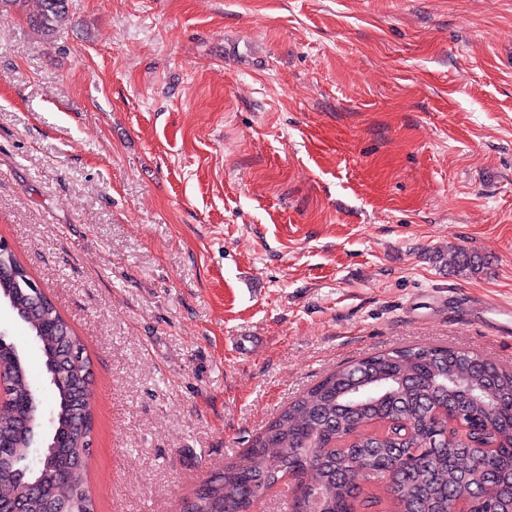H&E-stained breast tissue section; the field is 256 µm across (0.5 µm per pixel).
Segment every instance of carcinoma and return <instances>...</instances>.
<instances>
[{
  "label": "carcinoma",
  "mask_w": 512,
  "mask_h": 512,
  "mask_svg": "<svg viewBox=\"0 0 512 512\" xmlns=\"http://www.w3.org/2000/svg\"><path fill=\"white\" fill-rule=\"evenodd\" d=\"M28 24L52 35L68 0H22ZM449 262L476 271L464 249ZM29 272L0 258V301L26 325L45 376L63 364L72 387L50 390L45 458L26 468L30 426L43 413L17 345L0 343L10 402L0 414V503L26 512H95L86 485L94 372L86 347ZM290 480V512H512V369L443 346L374 353L324 377L183 501L186 512H237Z\"/></svg>",
  "instance_id": "carcinoma-1"
}]
</instances>
